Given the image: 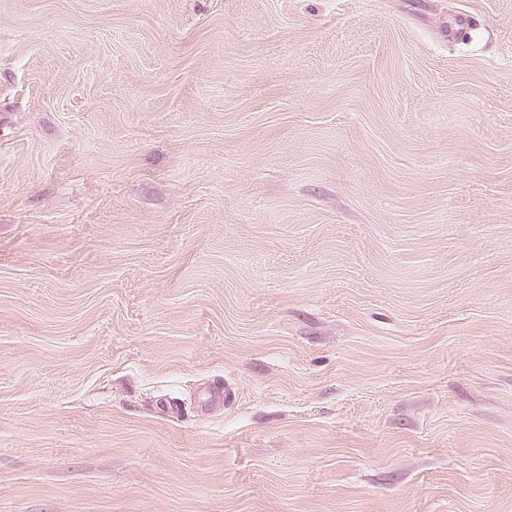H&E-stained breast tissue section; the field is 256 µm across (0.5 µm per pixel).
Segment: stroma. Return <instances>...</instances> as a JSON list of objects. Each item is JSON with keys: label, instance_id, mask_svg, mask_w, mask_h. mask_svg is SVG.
Returning <instances> with one entry per match:
<instances>
[{"label": "stroma", "instance_id": "obj_1", "mask_svg": "<svg viewBox=\"0 0 512 512\" xmlns=\"http://www.w3.org/2000/svg\"><path fill=\"white\" fill-rule=\"evenodd\" d=\"M0 512H512V0H0Z\"/></svg>", "mask_w": 512, "mask_h": 512}]
</instances>
